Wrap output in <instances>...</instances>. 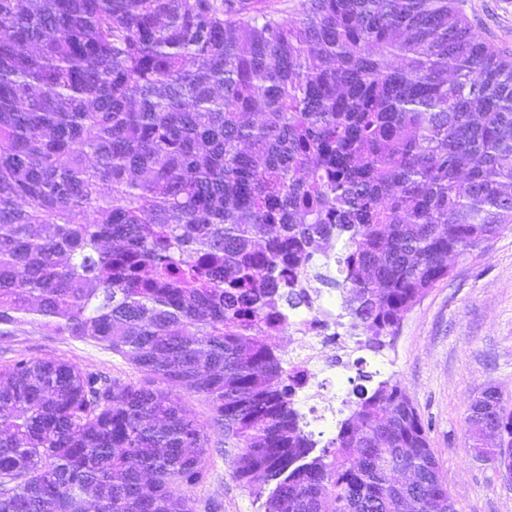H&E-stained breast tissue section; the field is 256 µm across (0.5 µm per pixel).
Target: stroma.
<instances>
[{"instance_id":"stroma-1","label":"stroma","mask_w":512,"mask_h":512,"mask_svg":"<svg viewBox=\"0 0 512 512\" xmlns=\"http://www.w3.org/2000/svg\"><path fill=\"white\" fill-rule=\"evenodd\" d=\"M470 23L491 46L512 52V0H459ZM72 363L120 383L145 376L128 360L45 326L24 323L0 336V364L18 358ZM335 388L350 393L360 373L396 376L411 397L439 460L457 512H512V483L497 465L469 453L466 423L473 396L498 387L512 400V231L480 251L453 261L451 275L405 317L391 348L352 350ZM174 398L206 425L204 482L192 495L195 512H260V504L233 475L224 455V431L212 425L201 397L174 389Z\"/></svg>"}]
</instances>
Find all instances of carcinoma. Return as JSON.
Listing matches in <instances>:
<instances>
[{"instance_id": "carcinoma-1", "label": "carcinoma", "mask_w": 512, "mask_h": 512, "mask_svg": "<svg viewBox=\"0 0 512 512\" xmlns=\"http://www.w3.org/2000/svg\"><path fill=\"white\" fill-rule=\"evenodd\" d=\"M511 230L512 58L457 0H0V336L146 377L0 367V512H195L208 438L164 384L264 512H457L400 379L323 443L272 339L317 280L379 354ZM483 394L470 454L512 470V402ZM22 357L66 361L120 383L145 381L144 374L120 355L35 324H20L10 336H0V364Z\"/></svg>"}]
</instances>
